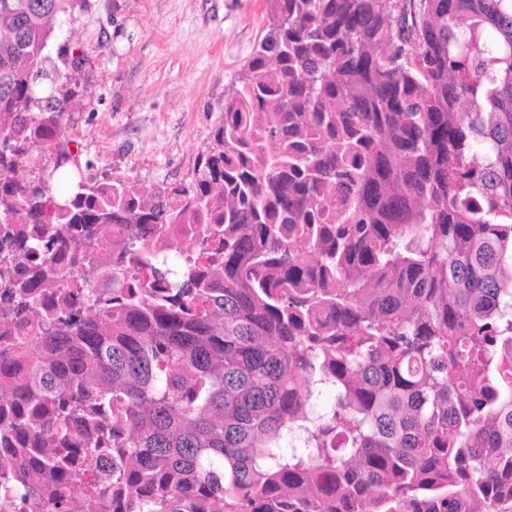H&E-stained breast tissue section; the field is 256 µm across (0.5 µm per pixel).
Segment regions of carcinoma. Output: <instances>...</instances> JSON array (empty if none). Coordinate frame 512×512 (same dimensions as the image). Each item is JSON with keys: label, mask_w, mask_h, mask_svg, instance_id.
I'll return each instance as SVG.
<instances>
[{"label": "carcinoma", "mask_w": 512, "mask_h": 512, "mask_svg": "<svg viewBox=\"0 0 512 512\" xmlns=\"http://www.w3.org/2000/svg\"><path fill=\"white\" fill-rule=\"evenodd\" d=\"M86 9L0 0V512H512V0H267L150 191Z\"/></svg>", "instance_id": "obj_1"}]
</instances>
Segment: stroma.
Returning a JSON list of instances; mask_svg holds the SVG:
<instances>
[{
    "instance_id": "stroma-1",
    "label": "stroma",
    "mask_w": 512,
    "mask_h": 512,
    "mask_svg": "<svg viewBox=\"0 0 512 512\" xmlns=\"http://www.w3.org/2000/svg\"><path fill=\"white\" fill-rule=\"evenodd\" d=\"M265 0H88L61 40L89 48L72 154L87 176L146 188L190 180L264 34ZM110 47L96 46L97 37Z\"/></svg>"
}]
</instances>
